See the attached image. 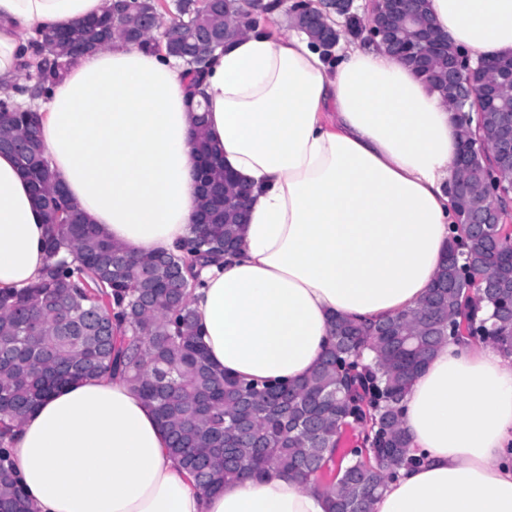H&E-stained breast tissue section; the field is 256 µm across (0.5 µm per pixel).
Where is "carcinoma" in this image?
Wrapping results in <instances>:
<instances>
[{
    "mask_svg": "<svg viewBox=\"0 0 512 512\" xmlns=\"http://www.w3.org/2000/svg\"><path fill=\"white\" fill-rule=\"evenodd\" d=\"M279 3L213 0L204 6L198 0H174L177 23L163 50L195 80L200 64L258 26L260 14L271 13ZM150 13L164 19L158 0H139L132 7L114 0L104 16L123 29L125 41L156 49L154 32L147 30ZM83 42L102 48L110 40L81 24L68 30L66 40L54 31L42 32L35 60L25 65L34 74L21 92L33 99L47 96ZM17 137L27 144L15 159L42 194L49 264L24 291L0 295V508L5 512H29L5 450L8 425L20 423L65 385L119 370L154 409L171 452L200 487L217 490L229 479L259 476L275 466L323 491L328 512H372L386 478L413 463L398 404L417 367L434 355L457 322L459 296L476 287L491 306L512 307V287L492 296L484 293L488 281H512V272L498 270L493 261V240L464 233L452 239L463 254L461 265L443 266L435 275L454 282L438 300V318L428 317L433 304L428 298L420 308L389 318L394 325L390 336H376L368 326L338 318L330 351L306 379L286 391L275 384L258 389L211 365L196 338L188 284L171 276L173 270L184 273L191 254L207 257L240 240V182L227 176L221 200L199 199L212 222L195 225L183 253L134 257L83 216L78 224L57 221L60 202L46 194L54 177L34 120L18 111L15 101L0 99V140ZM490 167V159L476 158L456 177L477 184ZM467 332L512 351V320L507 317L484 328L472 321ZM366 349L375 354L374 367L344 388L339 370L356 369ZM364 402L373 420L389 426L383 433L389 451L368 467L361 449H354L336 478L329 462L342 429L364 420Z\"/></svg>",
    "mask_w": 512,
    "mask_h": 512,
    "instance_id": "1",
    "label": "carcinoma"
}]
</instances>
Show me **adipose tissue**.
Segmentation results:
<instances>
[{
  "mask_svg": "<svg viewBox=\"0 0 512 512\" xmlns=\"http://www.w3.org/2000/svg\"><path fill=\"white\" fill-rule=\"evenodd\" d=\"M112 0H0V87L32 40ZM472 58L512 54V0H429ZM57 183L131 255L174 252L199 211L197 126L250 185L238 249L194 267L190 296L211 364L248 381L298 382L342 317L372 324L418 308L457 236L459 116L383 48L261 27L192 83L179 62L122 40L73 61L39 114ZM43 209L0 153V293L47 264ZM412 465L373 512H512V353L447 339L401 403ZM9 460L32 512H326L324 495L269 469L204 492L168 450L153 409L120 377L64 386L16 426Z\"/></svg>",
  "mask_w": 512,
  "mask_h": 512,
  "instance_id": "ef3b65f1",
  "label": "adipose tissue"
}]
</instances>
